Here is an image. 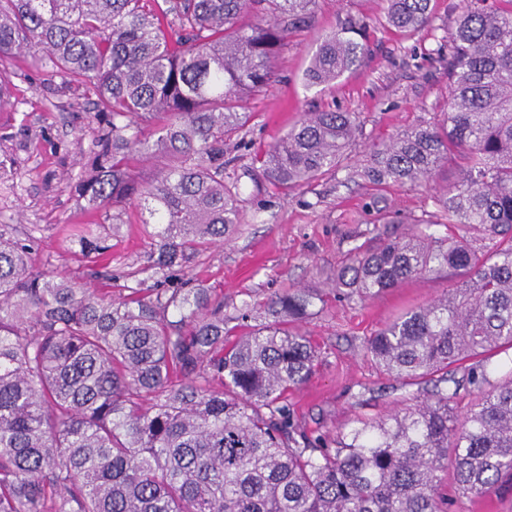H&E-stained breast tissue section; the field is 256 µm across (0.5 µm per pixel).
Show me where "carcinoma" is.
Here are the masks:
<instances>
[{
    "mask_svg": "<svg viewBox=\"0 0 512 512\" xmlns=\"http://www.w3.org/2000/svg\"><path fill=\"white\" fill-rule=\"evenodd\" d=\"M499 2L464 0L442 38L448 111L356 171L418 185L457 164L434 197L448 236L416 220L404 236L353 247L332 281L360 303L413 278L454 282L364 340L382 372L433 389L414 407L315 434L287 394L318 364L300 325L319 295L281 290L261 326L244 304L232 340L224 297L168 282L239 223L241 175L224 143L316 0H0V103L5 63L31 51L97 91L103 134L76 191L100 220L72 230L89 276L112 279V238L130 208L155 225L146 264L114 297L33 269L35 237L0 224V512H445L443 472L470 497L512 481V368L496 378L512 359L494 360L512 350V0ZM386 4L395 28L431 21L430 0ZM359 32L321 39L308 86L359 63ZM358 130L355 112L303 113L262 153L266 180L286 191L335 170ZM140 159L155 162L152 177L134 170ZM463 224L483 225L488 243L454 234ZM463 382L477 396L460 417Z\"/></svg>",
    "mask_w": 512,
    "mask_h": 512,
    "instance_id": "carcinoma-1",
    "label": "carcinoma"
}]
</instances>
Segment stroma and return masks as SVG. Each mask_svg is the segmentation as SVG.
<instances>
[{
	"mask_svg": "<svg viewBox=\"0 0 512 512\" xmlns=\"http://www.w3.org/2000/svg\"><path fill=\"white\" fill-rule=\"evenodd\" d=\"M460 6L461 0H431L430 26L404 33L387 24L382 0H318L308 24L273 60L268 85L250 96L241 145L226 147L237 168L252 172L241 180V219L224 245L197 256L186 273L223 296L228 321L248 302L257 322H264L274 293L291 285L318 287L324 302L301 329L319 346L322 361L307 385L288 394L304 427L334 430L425 398V385L383 374L365 355L363 342L401 311L443 293L447 277L416 278L363 304L337 296L326 283L351 248L375 239L383 212L398 218L386 227L393 236L407 233L414 218L434 219L435 189L374 186L341 169L285 194H260L252 181L261 172L257 157L306 112L358 113L353 156L359 161L405 128L439 118L448 109V77L436 49L454 28ZM349 22L363 32L360 64L332 86L306 88L302 74L317 39ZM7 69L13 98L0 107V224L14 225L21 237L34 232L35 269L84 278L87 263L70 230L94 221L78 206L74 185L99 134L92 117L96 91L90 84L64 83L38 54L17 57ZM151 230L130 212L112 240L113 274L143 265ZM442 490L448 512H512V491L461 497L447 475Z\"/></svg>",
	"mask_w": 512,
	"mask_h": 512,
	"instance_id": "35a3bbf8",
	"label": "stroma"
}]
</instances>
